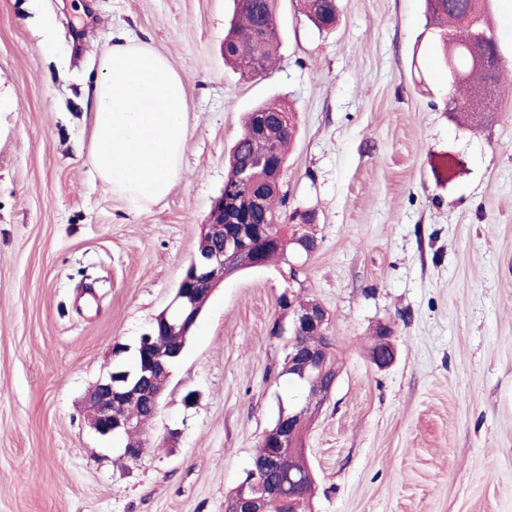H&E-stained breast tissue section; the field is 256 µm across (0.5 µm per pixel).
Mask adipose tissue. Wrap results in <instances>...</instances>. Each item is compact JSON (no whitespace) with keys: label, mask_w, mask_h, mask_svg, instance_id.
Wrapping results in <instances>:
<instances>
[{"label":"adipose tissue","mask_w":512,"mask_h":512,"mask_svg":"<svg viewBox=\"0 0 512 512\" xmlns=\"http://www.w3.org/2000/svg\"><path fill=\"white\" fill-rule=\"evenodd\" d=\"M90 95L91 169L133 203L165 198L187 148L181 77L149 43L122 39L102 52Z\"/></svg>","instance_id":"ef3b65f1"}]
</instances>
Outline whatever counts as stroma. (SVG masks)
<instances>
[{
    "instance_id": "stroma-1",
    "label": "stroma",
    "mask_w": 512,
    "mask_h": 512,
    "mask_svg": "<svg viewBox=\"0 0 512 512\" xmlns=\"http://www.w3.org/2000/svg\"><path fill=\"white\" fill-rule=\"evenodd\" d=\"M339 4L321 33L278 0L277 64L246 80L224 63L233 0H0V512H224L288 398L270 328L290 290L328 311L340 368L305 435L313 512H512V0H492L502 84L478 126L448 110L424 0ZM118 34L185 83L188 149L155 203L87 163L84 88ZM274 97L295 108L283 214L314 211L318 248L294 281L225 278L123 460L83 397L170 306ZM390 338V330L385 327L380 329L375 336V351L372 360L379 367L388 365L394 358L395 349Z\"/></svg>"
}]
</instances>
